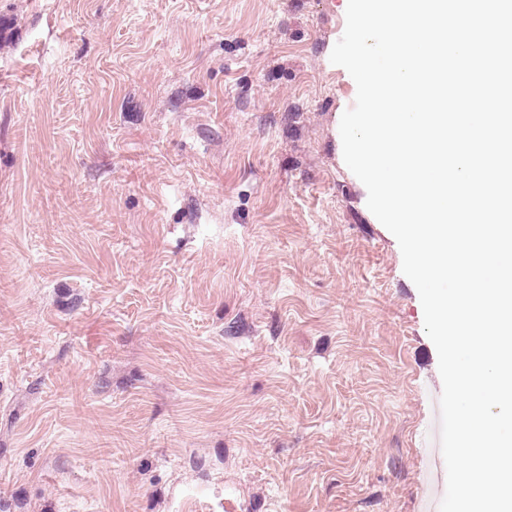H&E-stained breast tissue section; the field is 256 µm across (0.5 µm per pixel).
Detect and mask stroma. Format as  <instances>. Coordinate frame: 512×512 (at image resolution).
Instances as JSON below:
<instances>
[{
	"instance_id": "stroma-1",
	"label": "stroma",
	"mask_w": 512,
	"mask_h": 512,
	"mask_svg": "<svg viewBox=\"0 0 512 512\" xmlns=\"http://www.w3.org/2000/svg\"><path fill=\"white\" fill-rule=\"evenodd\" d=\"M345 26L0 0V512H422L443 385Z\"/></svg>"
}]
</instances>
